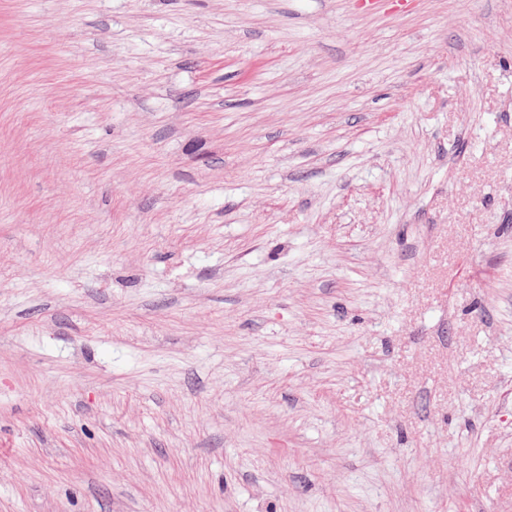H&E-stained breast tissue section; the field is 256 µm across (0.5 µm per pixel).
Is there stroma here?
Returning a JSON list of instances; mask_svg holds the SVG:
<instances>
[{
	"instance_id": "1",
	"label": "stroma",
	"mask_w": 512,
	"mask_h": 512,
	"mask_svg": "<svg viewBox=\"0 0 512 512\" xmlns=\"http://www.w3.org/2000/svg\"><path fill=\"white\" fill-rule=\"evenodd\" d=\"M0 512H512V0H0Z\"/></svg>"
}]
</instances>
